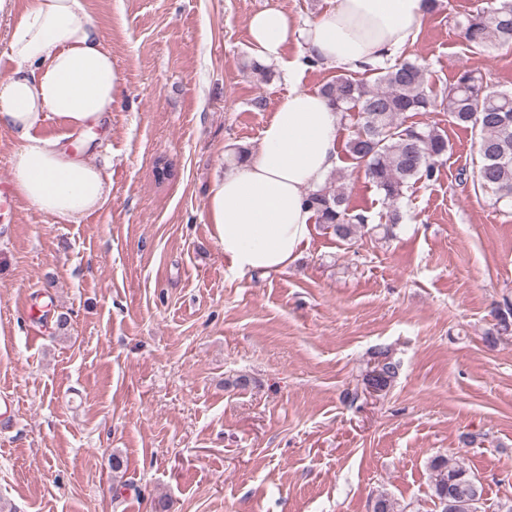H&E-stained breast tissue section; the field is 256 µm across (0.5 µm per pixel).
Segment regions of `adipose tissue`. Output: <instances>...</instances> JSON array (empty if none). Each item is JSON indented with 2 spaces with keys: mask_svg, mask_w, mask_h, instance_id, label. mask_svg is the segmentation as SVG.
<instances>
[{
  "mask_svg": "<svg viewBox=\"0 0 512 512\" xmlns=\"http://www.w3.org/2000/svg\"><path fill=\"white\" fill-rule=\"evenodd\" d=\"M2 15L12 19L5 56L13 67L0 78V128L16 139L10 190L46 216L82 223L109 201L111 175L41 127L52 120L79 138L109 121L124 93L112 50L86 0H32L17 16L12 0H0ZM423 15L422 0H336L304 27L269 8L250 17L249 30L264 64L283 63L295 37L320 64L356 71L412 42ZM342 128L341 113L320 91L293 88L257 150L212 182L207 219L234 269L279 273L296 260L315 223L307 193L339 166Z\"/></svg>",
  "mask_w": 512,
  "mask_h": 512,
  "instance_id": "1",
  "label": "adipose tissue"
}]
</instances>
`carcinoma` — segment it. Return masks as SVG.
Returning a JSON list of instances; mask_svg holds the SVG:
<instances>
[{
	"instance_id": "obj_1",
	"label": "carcinoma",
	"mask_w": 512,
	"mask_h": 512,
	"mask_svg": "<svg viewBox=\"0 0 512 512\" xmlns=\"http://www.w3.org/2000/svg\"><path fill=\"white\" fill-rule=\"evenodd\" d=\"M470 49L512 45V0H482L476 10L456 21ZM374 87L341 71L321 88L330 105L344 114L355 112V130L346 142V153L391 207L382 225L383 237L393 235L401 215L395 207L411 183L437 179L448 139L436 126L420 127L407 122L408 114L446 112L454 125L479 134L480 165L477 185L491 191L497 201L512 199V90L491 89L471 70L460 71L442 96L426 87L424 69L410 61L374 69ZM316 223L341 241H350L369 224L365 211L349 208L346 175L330 173L323 185L307 194ZM377 366L365 379L375 392L387 391L398 375V364L385 349L374 352ZM437 512L455 502L469 512L467 502L482 498L478 479L456 462L435 456L428 462Z\"/></svg>"
}]
</instances>
